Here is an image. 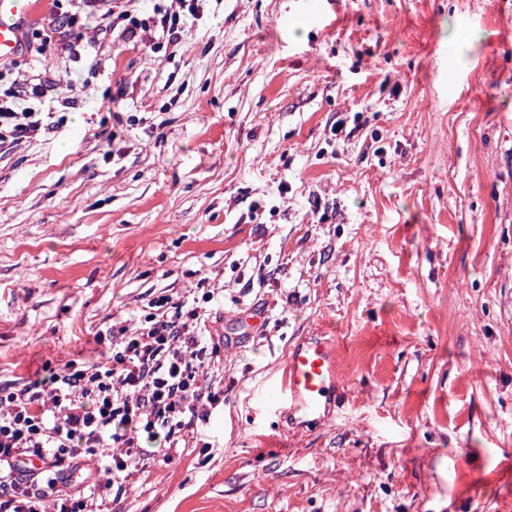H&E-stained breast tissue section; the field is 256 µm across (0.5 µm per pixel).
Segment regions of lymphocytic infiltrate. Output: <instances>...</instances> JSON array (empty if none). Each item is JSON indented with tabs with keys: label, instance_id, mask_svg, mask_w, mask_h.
<instances>
[{
	"label": "lymphocytic infiltrate",
	"instance_id": "f902f5d3",
	"mask_svg": "<svg viewBox=\"0 0 512 512\" xmlns=\"http://www.w3.org/2000/svg\"><path fill=\"white\" fill-rule=\"evenodd\" d=\"M207 0H155L159 44L180 47ZM42 126L31 108L0 99V142ZM213 291L193 303L162 296L133 331L96 358L48 368L22 388L0 386V512H109L103 494L84 492L85 461L107 459L105 489L143 474V445L167 449L193 436L220 400L205 372L221 359L207 341Z\"/></svg>",
	"mask_w": 512,
	"mask_h": 512
}]
</instances>
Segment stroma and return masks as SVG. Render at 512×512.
Returning a JSON list of instances; mask_svg holds the SVG:
<instances>
[{
    "label": "stroma",
    "mask_w": 512,
    "mask_h": 512,
    "mask_svg": "<svg viewBox=\"0 0 512 512\" xmlns=\"http://www.w3.org/2000/svg\"><path fill=\"white\" fill-rule=\"evenodd\" d=\"M36 2L0 94L55 125L0 143V384L203 278L225 337L222 402L111 512H512V0H209L171 60ZM307 336L343 386L301 426L269 394Z\"/></svg>",
    "instance_id": "obj_1"
}]
</instances>
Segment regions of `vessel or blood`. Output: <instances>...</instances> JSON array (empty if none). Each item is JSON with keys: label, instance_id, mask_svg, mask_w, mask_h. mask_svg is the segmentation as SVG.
<instances>
[{"label": "vessel or blood", "instance_id": "vessel-or-blood-1", "mask_svg": "<svg viewBox=\"0 0 512 512\" xmlns=\"http://www.w3.org/2000/svg\"><path fill=\"white\" fill-rule=\"evenodd\" d=\"M35 0H0V59L14 58L24 45V31ZM341 385L335 350L319 336L301 340L290 352L278 384L289 417L307 419L326 413Z\"/></svg>", "mask_w": 512, "mask_h": 512}]
</instances>
